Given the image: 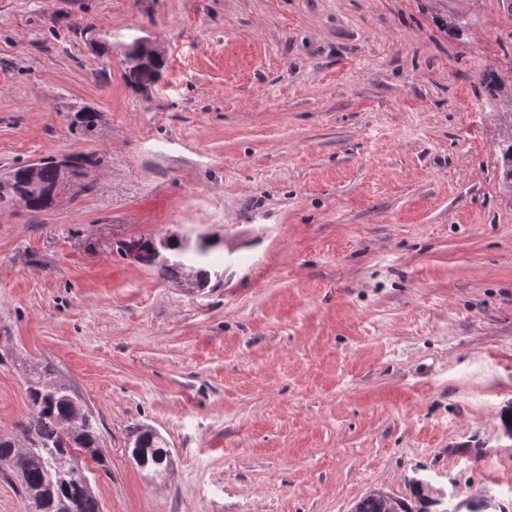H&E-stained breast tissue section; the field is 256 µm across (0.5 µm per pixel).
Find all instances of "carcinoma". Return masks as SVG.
Listing matches in <instances>:
<instances>
[{"label": "carcinoma", "mask_w": 512, "mask_h": 512, "mask_svg": "<svg viewBox=\"0 0 512 512\" xmlns=\"http://www.w3.org/2000/svg\"><path fill=\"white\" fill-rule=\"evenodd\" d=\"M159 69L130 67L128 80L135 85L155 81ZM509 133L502 142L505 174L512 179V113H508ZM15 198L25 200L27 207L41 211L49 207L48 201L33 196L25 168L14 170V178L6 195H0V204ZM169 263L158 267L163 277L178 279L182 267L193 268L197 280L206 286L211 280L208 263L209 248L173 240L168 249ZM69 385L54 376L53 369L44 366L33 369L27 377L26 394L30 412L19 424V432L28 438L31 450L17 447L16 439L0 436V472L14 477L32 512H102L93 487L84 484L86 469L78 456L67 449L73 448L97 463L100 460V427L90 411L74 421L80 399L68 398ZM131 457L140 468L158 477L164 475L171 463L167 442L154 429L138 425L130 433ZM414 498L395 497L382 490H373L355 502L350 512H432L439 504L425 494L427 484L413 482Z\"/></svg>", "instance_id": "cac0c4a2"}]
</instances>
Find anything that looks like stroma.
<instances>
[{
	"label": "stroma",
	"instance_id": "1",
	"mask_svg": "<svg viewBox=\"0 0 512 512\" xmlns=\"http://www.w3.org/2000/svg\"><path fill=\"white\" fill-rule=\"evenodd\" d=\"M505 112L512 0H0V175L97 161L0 207V435L47 365L99 421L103 512H350L416 478L512 512ZM169 234L223 275L123 250ZM76 160L77 157L75 155L63 154L52 156V161L56 167L53 164H45L42 167V160L26 165L28 174L31 176V184L37 188V191L42 190L41 183L38 179V171L42 167L40 180L49 186L54 185L49 190L50 196L54 201L62 189L73 186L71 173ZM131 457L137 466L152 476L164 475L171 463L167 442L154 429L138 425L130 433Z\"/></svg>",
	"mask_w": 512,
	"mask_h": 512
}]
</instances>
